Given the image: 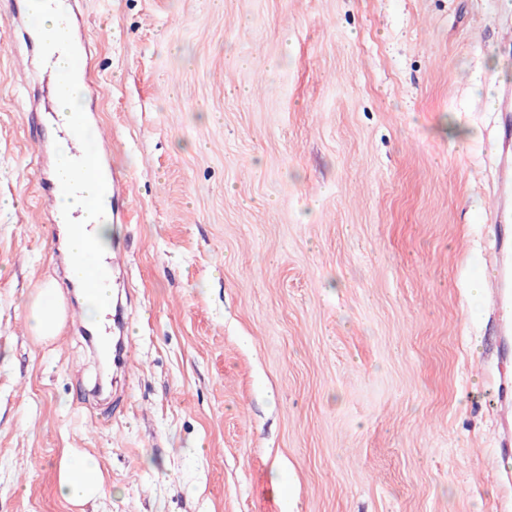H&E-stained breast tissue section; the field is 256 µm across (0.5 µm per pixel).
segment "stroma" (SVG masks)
Masks as SVG:
<instances>
[{
    "instance_id": "1",
    "label": "stroma",
    "mask_w": 512,
    "mask_h": 512,
    "mask_svg": "<svg viewBox=\"0 0 512 512\" xmlns=\"http://www.w3.org/2000/svg\"><path fill=\"white\" fill-rule=\"evenodd\" d=\"M0 0V512H502L494 79L512 0H83L132 353L31 330L52 81ZM467 130L457 139L449 123ZM96 459L105 494L57 492ZM58 480L63 498L75 505L95 500L105 491L102 470L84 455H64Z\"/></svg>"
}]
</instances>
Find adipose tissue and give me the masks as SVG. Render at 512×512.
Segmentation results:
<instances>
[{"label": "adipose tissue", "mask_w": 512, "mask_h": 512, "mask_svg": "<svg viewBox=\"0 0 512 512\" xmlns=\"http://www.w3.org/2000/svg\"><path fill=\"white\" fill-rule=\"evenodd\" d=\"M107 200L104 185H91L83 196L63 197L60 207L81 209L83 223L63 225L60 233L70 267L75 271V282L81 290L83 317L94 324L102 316V303L109 295L105 276L87 261L90 253L102 254L112 249L113 226L104 216ZM64 304L57 289H42L33 305L34 329L40 338L57 336L63 320ZM59 489L63 498L82 505L101 497L105 491L100 467L82 455L64 456L59 469Z\"/></svg>", "instance_id": "ef3b65f1"}]
</instances>
